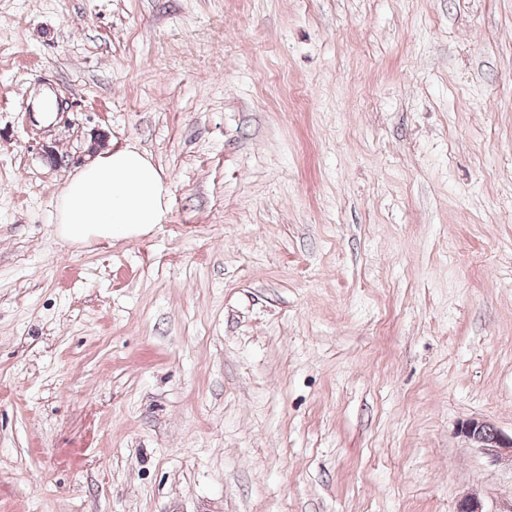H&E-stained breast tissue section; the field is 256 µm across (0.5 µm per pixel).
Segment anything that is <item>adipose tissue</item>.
Segmentation results:
<instances>
[{
    "label": "adipose tissue",
    "mask_w": 512,
    "mask_h": 512,
    "mask_svg": "<svg viewBox=\"0 0 512 512\" xmlns=\"http://www.w3.org/2000/svg\"><path fill=\"white\" fill-rule=\"evenodd\" d=\"M169 187L136 146L99 151L65 180L56 203V233L72 245L130 239L164 223Z\"/></svg>",
    "instance_id": "adipose-tissue-1"
}]
</instances>
